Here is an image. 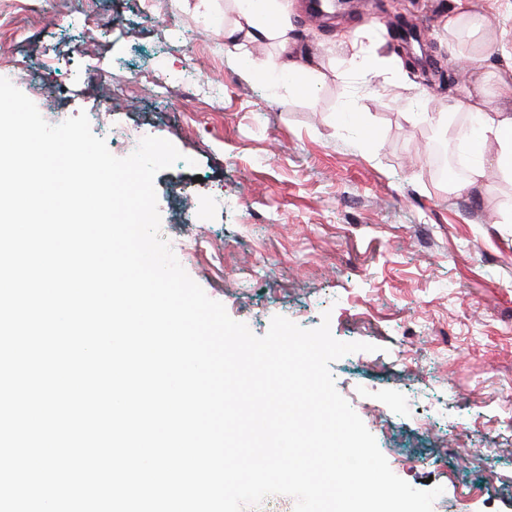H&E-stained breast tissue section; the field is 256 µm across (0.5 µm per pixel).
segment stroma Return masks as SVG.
Returning a JSON list of instances; mask_svg holds the SVG:
<instances>
[{
    "label": "stroma",
    "instance_id": "35a3bbf8",
    "mask_svg": "<svg viewBox=\"0 0 512 512\" xmlns=\"http://www.w3.org/2000/svg\"><path fill=\"white\" fill-rule=\"evenodd\" d=\"M290 2L288 37L321 73L313 96L280 85L279 40L225 38L233 0H43L8 16L6 49L26 63L19 89L39 112L86 113L114 156L129 154L115 128L178 149L154 179L160 228L191 242L183 269L232 319L261 336L276 315L306 329L326 318L337 340L374 344L331 374L393 473L442 487L432 512H512V183L493 145L483 183L458 192L429 154L434 114L455 112L476 82L493 90L507 61L500 46L449 37L451 0H413L414 67L369 83L354 55H394L389 0H356L338 19ZM245 51L269 64L265 81L241 67ZM462 55L474 61L460 69ZM479 440L491 453H473Z\"/></svg>",
    "mask_w": 512,
    "mask_h": 512
}]
</instances>
